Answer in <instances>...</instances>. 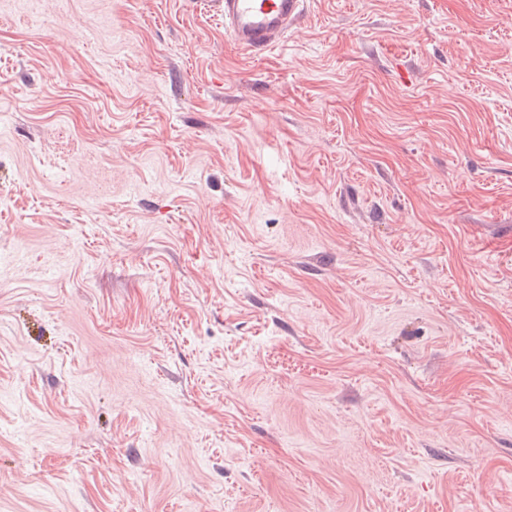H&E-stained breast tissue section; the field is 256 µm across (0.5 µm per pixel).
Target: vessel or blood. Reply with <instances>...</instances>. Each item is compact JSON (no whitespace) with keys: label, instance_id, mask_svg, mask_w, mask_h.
<instances>
[{"label":"vessel or blood","instance_id":"obj_1","mask_svg":"<svg viewBox=\"0 0 512 512\" xmlns=\"http://www.w3.org/2000/svg\"><path fill=\"white\" fill-rule=\"evenodd\" d=\"M224 15V34L239 48L269 50L287 39L306 0H208Z\"/></svg>","mask_w":512,"mask_h":512}]
</instances>
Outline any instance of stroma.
I'll return each mask as SVG.
<instances>
[{"label":"stroma","instance_id":"35a3bbf8","mask_svg":"<svg viewBox=\"0 0 512 512\" xmlns=\"http://www.w3.org/2000/svg\"><path fill=\"white\" fill-rule=\"evenodd\" d=\"M0 0V512H512V0ZM224 13V34L239 48L267 51L288 38L306 0H208Z\"/></svg>","mask_w":512,"mask_h":512}]
</instances>
